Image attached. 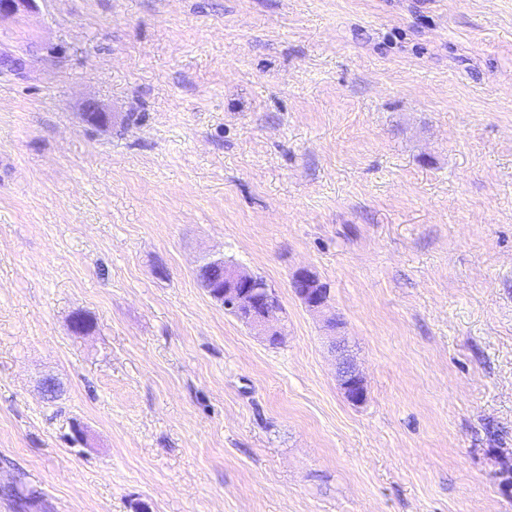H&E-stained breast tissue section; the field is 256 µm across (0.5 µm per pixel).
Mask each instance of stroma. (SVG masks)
I'll return each instance as SVG.
<instances>
[{
  "instance_id": "stroma-1",
  "label": "stroma",
  "mask_w": 512,
  "mask_h": 512,
  "mask_svg": "<svg viewBox=\"0 0 512 512\" xmlns=\"http://www.w3.org/2000/svg\"><path fill=\"white\" fill-rule=\"evenodd\" d=\"M28 45L0 490L36 499L0 512H512V0H38L0 25ZM218 257L277 292L282 345L201 288ZM293 292L310 309L323 312L330 300L329 288L307 270L297 272L291 281ZM336 350V374L345 398L352 404L366 400L365 380L359 371L354 357L341 338L334 344Z\"/></svg>"
}]
</instances>
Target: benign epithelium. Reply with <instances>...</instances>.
Instances as JSON below:
<instances>
[{"label": "benign epithelium", "instance_id": "7a95c632", "mask_svg": "<svg viewBox=\"0 0 512 512\" xmlns=\"http://www.w3.org/2000/svg\"><path fill=\"white\" fill-rule=\"evenodd\" d=\"M35 2L36 0H0V24L32 8ZM26 64L23 56L0 51L1 76L21 77ZM208 265L223 271L224 287L217 292L214 285L203 280L201 286L206 292L224 304V310L248 324L255 335L271 345L280 343L284 339L285 331L279 317L281 309L274 290L260 285L254 274L240 265L226 267L221 258L209 261ZM291 287L309 309L316 312L327 309L330 300L329 288L309 271L296 273ZM334 347L340 388L349 402L361 404L367 397L364 377L344 340H338Z\"/></svg>", "mask_w": 512, "mask_h": 512}]
</instances>
